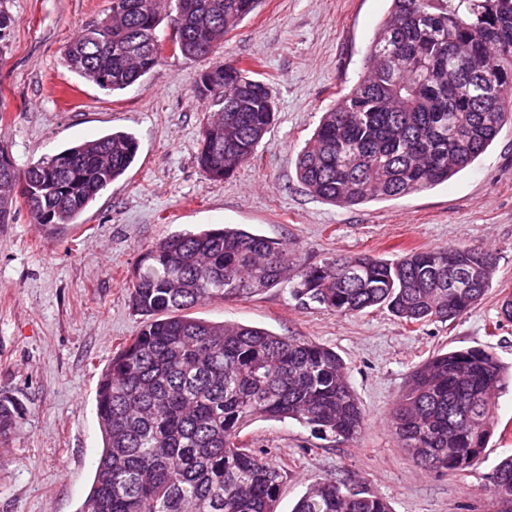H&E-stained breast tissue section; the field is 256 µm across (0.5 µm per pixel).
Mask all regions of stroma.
I'll use <instances>...</instances> for the list:
<instances>
[{
  "label": "stroma",
  "mask_w": 512,
  "mask_h": 512,
  "mask_svg": "<svg viewBox=\"0 0 512 512\" xmlns=\"http://www.w3.org/2000/svg\"><path fill=\"white\" fill-rule=\"evenodd\" d=\"M389 0H263L230 31L216 58L259 62L271 79L276 121L250 164L222 181L195 163L204 118L196 96L210 60L171 50L175 0L156 33L162 60L114 93L70 71L63 48L112 10V0H0L16 19L0 41V147L19 168L74 144L121 130L140 149L123 178L78 216L77 233L48 236L26 207L0 224V392L25 415L0 445V512H79L102 451L95 396L113 355L138 332L131 273L157 241L208 224H242L285 239L303 263L369 253L482 245L495 256L492 284L468 313L446 323L407 324L387 309L341 315L305 304L291 281L249 298L212 301L195 317L303 336L333 349L365 409L347 443L314 437L287 420L257 419L242 431L282 468L276 512H292L307 484L346 479L382 497L392 512H502L488 491L498 461L512 455V390L495 399L494 433L483 458L462 472L417 464L388 418L415 366L451 348H483L512 366V123L448 182L401 198L351 208L310 195L296 175L297 153L322 112L364 74L373 33Z\"/></svg>",
  "instance_id": "1"
}]
</instances>
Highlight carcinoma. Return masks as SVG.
<instances>
[{
	"label": "carcinoma",
	"instance_id": "obj_1",
	"mask_svg": "<svg viewBox=\"0 0 512 512\" xmlns=\"http://www.w3.org/2000/svg\"><path fill=\"white\" fill-rule=\"evenodd\" d=\"M162 0H112V14L64 48L70 70L100 89H126L159 65ZM261 0H177L185 56H207ZM369 74L322 113L296 168L312 196L339 207L399 198L471 166L512 113V0H391L367 54ZM197 94L220 105L202 128L197 165L213 181L250 163L275 119L269 82L238 63L215 62ZM137 138L113 132L24 169L0 148V224L18 203L52 233L75 219L134 162ZM297 270L293 294L338 314L385 306L406 323L466 314L491 287L481 246L437 247L385 260L369 254L298 263L286 240L241 228L177 233L148 248L131 276L138 334L101 375L95 407L103 451L79 512H274L281 469L245 446L257 418L293 420L322 440L357 438L365 411L342 359L302 336L190 310L249 297ZM462 273L473 285L455 288ZM509 377L481 348L438 353L418 366L389 424L428 469L463 471L493 433L494 397ZM22 415L0 396V439ZM489 492L512 497V455ZM295 512H390L363 487L310 484Z\"/></svg>",
	"mask_w": 512,
	"mask_h": 512
}]
</instances>
